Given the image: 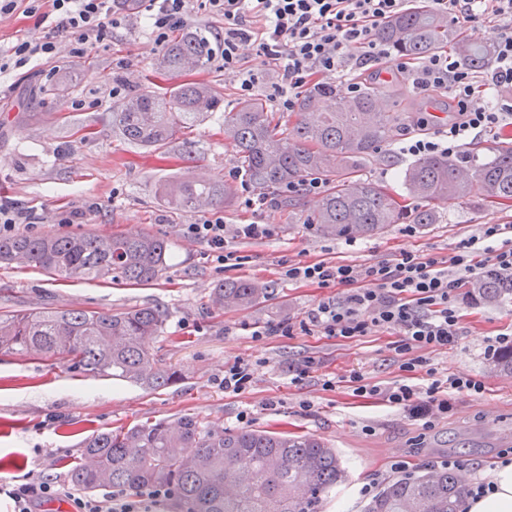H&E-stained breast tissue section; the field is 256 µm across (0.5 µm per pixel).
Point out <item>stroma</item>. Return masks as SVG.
<instances>
[{
    "instance_id": "stroma-1",
    "label": "stroma",
    "mask_w": 512,
    "mask_h": 512,
    "mask_svg": "<svg viewBox=\"0 0 512 512\" xmlns=\"http://www.w3.org/2000/svg\"><path fill=\"white\" fill-rule=\"evenodd\" d=\"M161 53L145 22L135 18L93 45L81 62H73L63 47L51 61L35 59L0 73V203L31 213L41 234L65 231L63 217L79 211L81 229L102 236L150 232L170 246L168 268L149 285L56 282L23 264L2 266L0 311L48 307L112 313L156 307L166 321L149 350L183 374L177 385L149 391L85 375L53 358L24 359L0 351V482L47 476L67 481L69 465L81 461L83 443L93 434L184 415L227 429L287 431L326 440L344 460L349 479L325 497L322 512H362L361 488L390 478L389 462L399 455L409 456L413 471L448 457L459 461L467 478L489 477L502 449L512 448V374L496 371L487 346L512 325V303H460L457 343L430 358L439 374L481 378L488 393L453 397L447 419L427 432L412 412L353 397L341 385L331 391L322 387L323 379L351 369L384 385L402 379L388 349L389 335L373 332L341 341L298 332L260 340L253 326L300 318L332 294L328 288L288 282L281 274L285 260L373 263L403 250L444 255L460 239L478 234L480 225L512 222V202L487 203L477 194L467 201L450 200L439 205L437 223L415 234L395 224L380 236L350 240L323 236L306 224L318 204L314 196L297 197L294 210L248 211L236 193L227 205L176 211L164 200V188L173 180L192 177L236 190L241 186L234 176L237 156L224 140L223 113H213L155 150L125 141L112 125L113 108L150 81L160 88L202 81L229 104L239 94L233 78L213 63L179 75L157 74L154 64ZM63 73L67 84L54 87ZM115 87L121 90L116 97L111 94ZM382 99L391 111L412 119L431 112L444 122L451 110L445 96L421 98L395 78L384 81ZM407 166L386 144L369 158L364 173L404 203ZM215 213L228 224L273 225L275 235L230 241V249L245 262L217 271L204 259L203 245L183 235L184 225ZM240 278L271 286L273 299L250 309L213 307V288ZM309 356L320 366L304 385L294 386L288 367ZM238 360L252 364L253 382L244 393L225 392L224 367ZM244 411L250 414L245 422L239 418ZM368 425L373 434H365Z\"/></svg>"
}]
</instances>
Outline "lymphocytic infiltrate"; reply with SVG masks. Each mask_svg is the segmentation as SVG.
I'll use <instances>...</instances> for the list:
<instances>
[{
    "label": "lymphocytic infiltrate",
    "instance_id": "f902f5d3",
    "mask_svg": "<svg viewBox=\"0 0 512 512\" xmlns=\"http://www.w3.org/2000/svg\"><path fill=\"white\" fill-rule=\"evenodd\" d=\"M151 36L165 45L170 32L193 23V0H140ZM411 0H204L210 13L223 17L224 33L218 38L219 69L232 76L239 95H252L259 78L244 67L241 47L253 44L271 66L277 81L271 100L277 111L291 112L298 96L316 82L345 83L350 94L361 89L364 73L378 69L390 55L377 37L379 27L407 9ZM432 9L464 28L477 22L494 24L495 66L486 72L469 69L435 53L421 62L402 61L397 74L419 95L441 93L453 101L447 124L429 128V135L400 137L403 157L460 154L469 141L512 126V0H430ZM114 0H0V15L24 5L28 14L50 24L47 35L19 40L0 53V72L25 67L32 59L52 60L59 38H66L73 60L121 28L126 17L113 8ZM493 88L496 100L477 107L479 88ZM504 224L482 225L477 235L457 242L452 253L425 254L402 251L395 258L373 263L325 260H288L283 275L289 281L332 289L304 317L256 325L254 335L290 336L318 332L351 340L378 328L393 335L392 348L403 372L402 380L382 386L362 372L344 377L354 396L377 400L393 408L418 412L425 428L447 414L455 395L480 397L484 382L465 374L439 376L429 352L445 349L461 333L458 298L468 281L485 268L512 274V238ZM269 224L228 226L215 217L185 225L186 238L203 243L205 256L218 268L242 263L229 250V240L256 241L273 236ZM0 496L11 501L12 512H37L43 503L64 497L72 512H148L162 491L132 494L111 492L91 498L70 491L52 479L16 480L0 485Z\"/></svg>",
    "mask_w": 512,
    "mask_h": 512
}]
</instances>
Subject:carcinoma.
Listing matches in <instances>:
<instances>
[{
  "label": "carcinoma",
  "instance_id": "carcinoma-1",
  "mask_svg": "<svg viewBox=\"0 0 512 512\" xmlns=\"http://www.w3.org/2000/svg\"><path fill=\"white\" fill-rule=\"evenodd\" d=\"M390 48L409 59L440 49L455 52L471 69L482 71L495 55L494 41L472 44L429 9L402 13L379 32ZM212 45L197 30L171 41L159 68L177 74L201 67ZM380 88L366 86L352 97L324 82L297 103L295 122L282 130L266 99L242 98L224 113V138L235 149L242 176L254 188L272 192L290 181L321 176L329 184L310 225L325 236L353 239L384 233L392 224L427 227L437 223L438 205L465 201L474 186L490 203L512 201V146L472 166L449 157H425L409 164L404 185L418 200L399 204L363 174L365 161L400 128L397 114L382 111ZM222 100L203 82L158 90L147 87L112 112L124 140L158 149L187 126L221 110ZM180 211L194 212L231 202L233 188L182 179L165 187ZM167 242L148 232L99 237L90 231L0 238V263L27 264L62 281L108 279L145 285L167 267ZM486 303L512 300V276L494 272L470 285ZM273 297V289L249 279L229 280L213 289L212 305L251 307ZM164 313L151 306L106 313L44 308L0 312V350L17 356L55 357L93 377H110L143 389L167 388L181 379L172 366L156 360L146 342L162 332ZM83 462L70 482L87 492L102 487L137 492L168 491L174 512H321V503L348 472L336 449L320 438L267 430H226L196 417L159 420L127 430L97 433L85 442ZM465 477L425 466L384 482L363 512H458Z\"/></svg>",
  "mask_w": 512,
  "mask_h": 512
}]
</instances>
